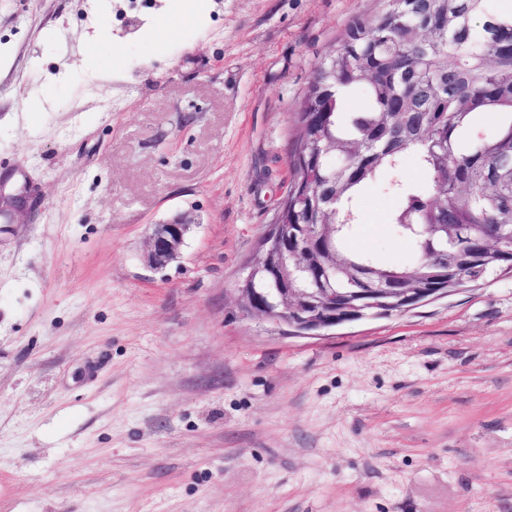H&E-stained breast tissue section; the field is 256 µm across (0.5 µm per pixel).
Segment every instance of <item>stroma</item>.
<instances>
[{"instance_id":"35a3bbf8","label":"stroma","mask_w":512,"mask_h":512,"mask_svg":"<svg viewBox=\"0 0 512 512\" xmlns=\"http://www.w3.org/2000/svg\"><path fill=\"white\" fill-rule=\"evenodd\" d=\"M385 6L0 0V512H512V273L315 335L240 310L312 71ZM394 206L352 250L407 263ZM194 223L182 218L163 224H152L145 240V262L154 270H161L178 259Z\"/></svg>"}]
</instances>
